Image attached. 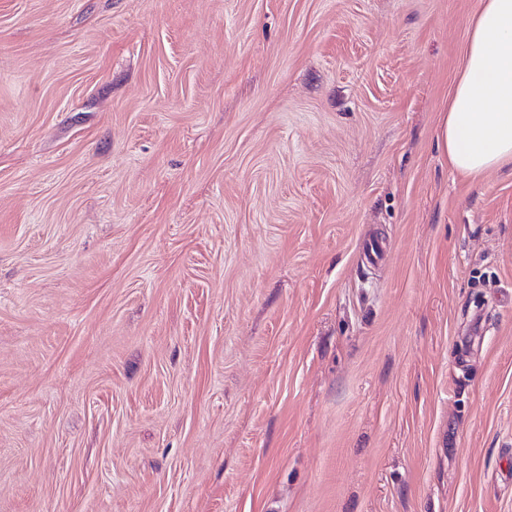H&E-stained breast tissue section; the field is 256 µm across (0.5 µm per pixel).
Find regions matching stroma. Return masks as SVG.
Here are the masks:
<instances>
[{
    "label": "stroma",
    "mask_w": 512,
    "mask_h": 512,
    "mask_svg": "<svg viewBox=\"0 0 512 512\" xmlns=\"http://www.w3.org/2000/svg\"><path fill=\"white\" fill-rule=\"evenodd\" d=\"M480 3L0 0V512H512ZM439 140L450 166L472 178L512 163V0H482L471 18Z\"/></svg>",
    "instance_id": "1"
}]
</instances>
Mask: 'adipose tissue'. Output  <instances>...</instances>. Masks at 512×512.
Masks as SVG:
<instances>
[{"mask_svg":"<svg viewBox=\"0 0 512 512\" xmlns=\"http://www.w3.org/2000/svg\"><path fill=\"white\" fill-rule=\"evenodd\" d=\"M450 166L476 178L512 163V0H482L441 114Z\"/></svg>","mask_w":512,"mask_h":512,"instance_id":"ef3b65f1","label":"adipose tissue"}]
</instances>
